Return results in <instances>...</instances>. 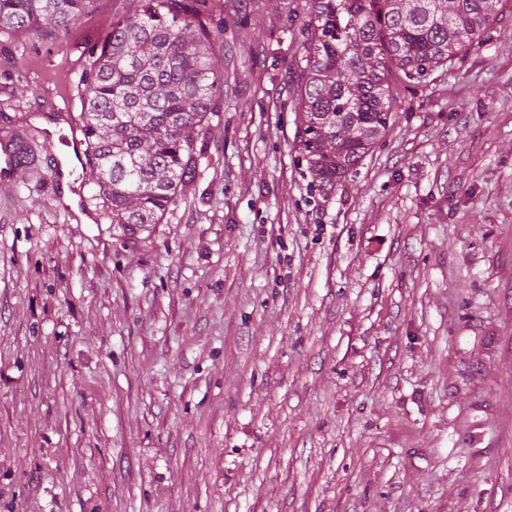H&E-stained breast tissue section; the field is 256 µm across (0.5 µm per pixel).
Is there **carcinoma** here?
Listing matches in <instances>:
<instances>
[{
    "label": "carcinoma",
    "instance_id": "carcinoma-1",
    "mask_svg": "<svg viewBox=\"0 0 512 512\" xmlns=\"http://www.w3.org/2000/svg\"><path fill=\"white\" fill-rule=\"evenodd\" d=\"M95 0H0V36L64 34ZM504 0H308L294 102L300 161L328 195L386 134L392 84L427 83L491 33ZM214 0H139L82 72L88 184L112 224H159L198 175L194 149L220 111Z\"/></svg>",
    "mask_w": 512,
    "mask_h": 512
}]
</instances>
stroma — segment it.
Here are the masks:
<instances>
[{"label":"stroma","instance_id":"35a3bbf8","mask_svg":"<svg viewBox=\"0 0 512 512\" xmlns=\"http://www.w3.org/2000/svg\"><path fill=\"white\" fill-rule=\"evenodd\" d=\"M137 5L0 37V512H512V13L323 197L306 0H224L197 179L132 234L74 215L44 116Z\"/></svg>","mask_w":512,"mask_h":512}]
</instances>
